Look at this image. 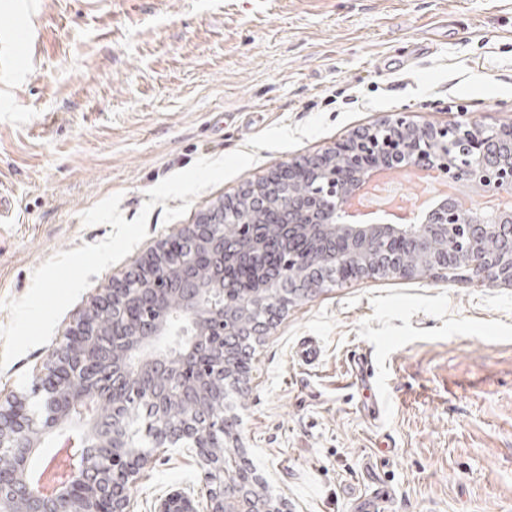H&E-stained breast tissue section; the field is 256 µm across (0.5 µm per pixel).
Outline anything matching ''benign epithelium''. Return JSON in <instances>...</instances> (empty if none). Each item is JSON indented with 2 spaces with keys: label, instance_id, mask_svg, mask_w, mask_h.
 <instances>
[{
  "label": "benign epithelium",
  "instance_id": "1",
  "mask_svg": "<svg viewBox=\"0 0 512 512\" xmlns=\"http://www.w3.org/2000/svg\"><path fill=\"white\" fill-rule=\"evenodd\" d=\"M384 124L396 131L385 153L364 151L365 132L352 135V150L343 164L330 165L337 150L303 161L323 173L326 194L336 205L317 208L290 194L282 196L275 223L255 231L252 224L224 225L223 202L204 211L198 221L171 238L179 245L177 261L167 260L168 242L96 297L75 326L51 349L37 382L44 411L35 413L25 396L0 400V451L12 457L0 470V512H133L130 488L153 456V448L130 450L132 413L124 403L130 385L148 387L154 448L200 441L224 433L223 382L236 379L240 336H261L267 327L247 305H235V285L224 262L251 264L256 256L279 248L283 235L305 237L330 253L336 238L366 257L359 274L386 271L416 276L420 271L397 262L379 247L394 239L429 258L428 268L457 267L466 278L512 284V210L469 211L448 199L421 224L396 215L382 224L355 223L344 204L367 179L374 165L406 164L436 169L440 176L484 197L512 193V122L478 130L465 120L445 126L421 125L406 112H395ZM465 129L461 147L474 159L464 164L448 156V129ZM458 239V248L448 241ZM328 264L316 266L312 253L297 252L280 269L269 268L259 287L265 297H304L321 284ZM59 442L66 457L64 475L55 487L42 490L30 477V464L44 441ZM208 489L206 512H248L243 507L257 483L224 461V449L200 455ZM156 512H196L177 492L162 499Z\"/></svg>",
  "mask_w": 512,
  "mask_h": 512
}]
</instances>
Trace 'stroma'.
<instances>
[{
  "instance_id": "1",
  "label": "stroma",
  "mask_w": 512,
  "mask_h": 512,
  "mask_svg": "<svg viewBox=\"0 0 512 512\" xmlns=\"http://www.w3.org/2000/svg\"><path fill=\"white\" fill-rule=\"evenodd\" d=\"M1 303L34 270L104 240L81 215L121 194L134 220L148 191L199 158L256 162L198 194L91 276L61 337L159 244L276 166L323 152L394 112L444 125L512 121V0H0ZM315 337L318 363L297 344ZM229 391L237 444L282 512H357L387 489L385 512H512V284L358 277L290 302L254 342ZM39 346L0 371V396H41ZM185 492L204 512L195 448H158L130 494L134 512Z\"/></svg>"
}]
</instances>
